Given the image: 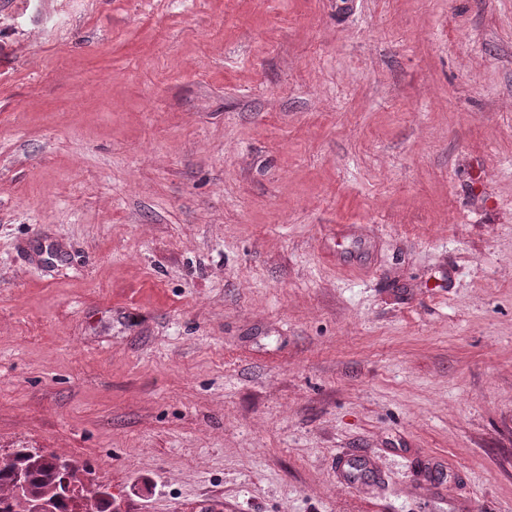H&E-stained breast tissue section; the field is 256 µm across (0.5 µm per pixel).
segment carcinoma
Listing matches in <instances>:
<instances>
[{
	"label": "carcinoma",
	"mask_w": 512,
	"mask_h": 512,
	"mask_svg": "<svg viewBox=\"0 0 512 512\" xmlns=\"http://www.w3.org/2000/svg\"><path fill=\"white\" fill-rule=\"evenodd\" d=\"M19 471L25 472L28 482L27 491L21 494L14 487V476ZM64 478L81 485L79 512H112V494L84 487L74 463L53 453L42 457L35 448H17L0 457V512H29L33 497L55 499L60 512H73L62 499Z\"/></svg>",
	"instance_id": "cac0c4a2"
}]
</instances>
